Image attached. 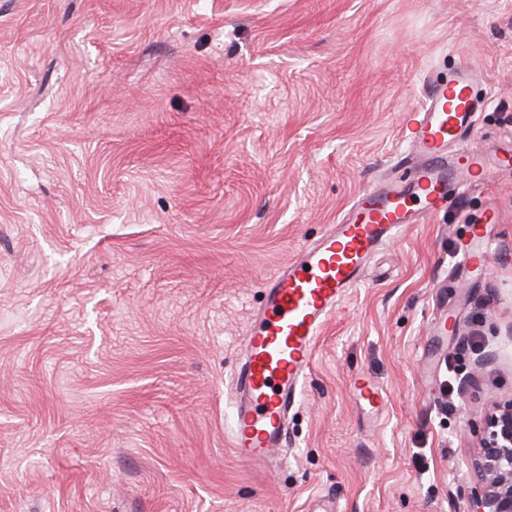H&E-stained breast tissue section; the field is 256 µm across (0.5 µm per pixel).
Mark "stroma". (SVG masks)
<instances>
[{
  "label": "stroma",
  "instance_id": "1",
  "mask_svg": "<svg viewBox=\"0 0 512 512\" xmlns=\"http://www.w3.org/2000/svg\"><path fill=\"white\" fill-rule=\"evenodd\" d=\"M463 63L494 164L325 324L279 468L240 461L265 282L408 178L419 90ZM509 154L512 0H0V512H470L512 399ZM488 248L489 242L483 235L482 226L474 225L469 243L461 250L462 262L473 265L481 262ZM351 386L369 410H378L382 401V394L377 386L372 385L362 375L353 377Z\"/></svg>",
  "mask_w": 512,
  "mask_h": 512
}]
</instances>
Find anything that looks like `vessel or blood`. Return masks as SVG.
<instances>
[{"label":"vessel or blood","instance_id":"obj_1","mask_svg":"<svg viewBox=\"0 0 512 512\" xmlns=\"http://www.w3.org/2000/svg\"><path fill=\"white\" fill-rule=\"evenodd\" d=\"M484 102L474 66H457L431 84L405 125L411 177L364 188L337 223L266 282L236 375L229 430L239 459L279 465L273 451L287 445L288 411L305 385L325 322L363 283L383 245L403 228L446 209L487 168L485 152L467 142ZM488 248L482 227L473 226L461 250L463 262H481ZM351 385L367 408L378 409L382 394L377 386L360 375Z\"/></svg>","mask_w":512,"mask_h":512}]
</instances>
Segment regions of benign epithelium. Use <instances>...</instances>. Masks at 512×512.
I'll list each match as a JSON object with an SVG mask.
<instances>
[{
    "mask_svg": "<svg viewBox=\"0 0 512 512\" xmlns=\"http://www.w3.org/2000/svg\"><path fill=\"white\" fill-rule=\"evenodd\" d=\"M470 498L473 512H512V399L486 424Z\"/></svg>",
    "mask_w": 512,
    "mask_h": 512,
    "instance_id": "1",
    "label": "benign epithelium"
}]
</instances>
